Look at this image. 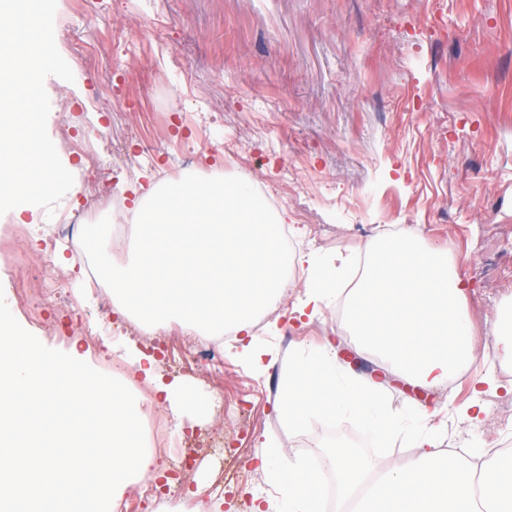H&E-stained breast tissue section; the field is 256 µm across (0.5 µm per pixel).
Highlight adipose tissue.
I'll list each match as a JSON object with an SVG mask.
<instances>
[{"label": "adipose tissue", "instance_id": "obj_1", "mask_svg": "<svg viewBox=\"0 0 512 512\" xmlns=\"http://www.w3.org/2000/svg\"><path fill=\"white\" fill-rule=\"evenodd\" d=\"M306 263L310 269L306 284V298L297 307L296 312L301 317L307 315L313 317L316 316L331 293L334 275L337 269L344 265L345 259L341 256L323 258L311 254L308 255ZM122 359L129 366L135 367L138 373H141L144 383L152 385L155 392L160 393L175 420H183L189 414L199 419L206 416L209 407L207 399L188 384L164 383L157 372L156 362L153 358L128 344L123 348Z\"/></svg>", "mask_w": 512, "mask_h": 512}]
</instances>
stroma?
Masks as SVG:
<instances>
[{"mask_svg": "<svg viewBox=\"0 0 512 512\" xmlns=\"http://www.w3.org/2000/svg\"><path fill=\"white\" fill-rule=\"evenodd\" d=\"M54 37L74 74L45 81L50 137L74 176L56 214L83 226L99 219L84 206L95 186L125 192L220 168L279 193L274 211L293 228L299 254L360 255L404 228L449 259L478 255V266L460 272L477 362L432 389L387 373L381 390L393 409L430 416L444 433L441 449L475 454L506 439L496 416L512 391L486 389L480 422L464 409L477 379L499 376L497 314L512 301V0H57ZM173 86L186 95L185 130L167 121ZM64 98L81 106L72 125L107 113V139L126 161L98 177L70 156L55 130ZM143 142L156 145L154 157L141 153ZM57 253L82 312L48 306L56 330L35 335L97 365L122 317L102 316L103 295L87 288L89 269L75 266L67 244ZM304 297L301 288L278 295L283 312L255 333L275 353L262 369L225 344V412L181 432L192 446L220 431L224 446L196 453L186 483L170 487L174 497L191 489L223 500L222 512L258 504L275 512L278 492L260 457L272 443L289 458L316 452L324 426L292 435L276 410L286 357L327 342L353 353L357 342L342 299L294 319ZM96 316L89 344L81 325Z\"/></svg>", "mask_w": 512, "mask_h": 512, "instance_id": "35a3bbf8", "label": "stroma"}]
</instances>
